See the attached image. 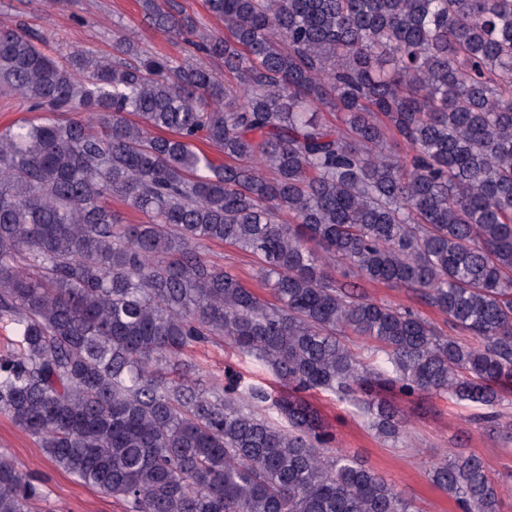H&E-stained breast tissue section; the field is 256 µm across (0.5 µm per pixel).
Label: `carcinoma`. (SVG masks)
I'll list each match as a JSON object with an SVG mask.
<instances>
[{
    "label": "carcinoma",
    "instance_id": "obj_1",
    "mask_svg": "<svg viewBox=\"0 0 512 512\" xmlns=\"http://www.w3.org/2000/svg\"><path fill=\"white\" fill-rule=\"evenodd\" d=\"M206 5L224 30L142 0L182 60L126 35L59 60L0 23V87L41 113L0 131V413L127 512H419L304 395L355 402L395 443L408 419L386 392H448L512 430L495 411L512 396V0ZM206 240L260 255L273 301ZM214 336L280 389L188 378L187 348ZM429 475L461 512L508 491L475 454ZM44 496L0 457V512ZM368 291L377 299L398 304L403 307L412 308L414 311L437 323L440 327L443 328V330L448 331L450 334H454V332L446 328L445 324L443 323V318L438 311L421 303L418 299H416V297L412 296L411 293H407L403 289L391 288L382 284L376 285L374 287H368Z\"/></svg>",
    "mask_w": 512,
    "mask_h": 512
}]
</instances>
